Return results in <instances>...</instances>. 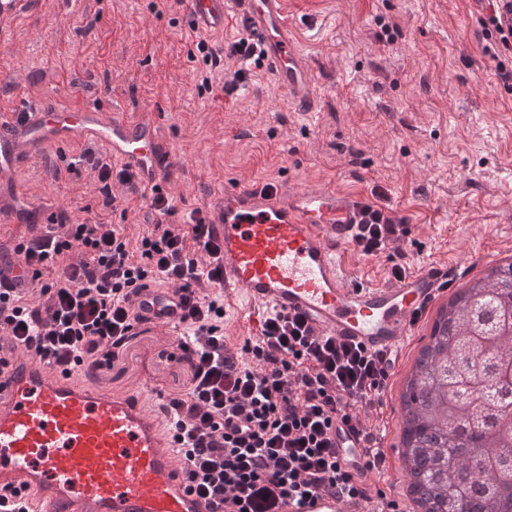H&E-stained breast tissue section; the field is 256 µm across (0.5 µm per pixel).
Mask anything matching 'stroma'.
I'll return each mask as SVG.
<instances>
[{"label": "stroma", "instance_id": "stroma-1", "mask_svg": "<svg viewBox=\"0 0 512 512\" xmlns=\"http://www.w3.org/2000/svg\"><path fill=\"white\" fill-rule=\"evenodd\" d=\"M471 0H288L318 79L317 111L293 108L265 67L247 61L237 91L197 55L228 56L237 25L206 35L180 0H25L0 24V114L20 103L90 101L156 110L180 157L164 190L182 223L225 184L323 179L370 194L381 187L407 220L411 267L467 252L512 250V84L485 54ZM104 152L75 144L26 160L32 197L75 224H122L137 237L157 215L140 193L102 204ZM175 337L138 328L103 388H181Z\"/></svg>", "mask_w": 512, "mask_h": 512}]
</instances>
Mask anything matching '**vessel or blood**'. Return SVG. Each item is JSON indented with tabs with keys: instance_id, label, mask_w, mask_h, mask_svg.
<instances>
[{
	"instance_id": "b4317fda",
	"label": "vessel or blood",
	"mask_w": 512,
	"mask_h": 512,
	"mask_svg": "<svg viewBox=\"0 0 512 512\" xmlns=\"http://www.w3.org/2000/svg\"><path fill=\"white\" fill-rule=\"evenodd\" d=\"M197 31L224 32L240 20L277 88L298 110L315 111L320 93L308 58L297 47L287 0H181ZM94 143L136 171L149 188L176 169L174 146L156 113L105 111L95 104L59 108L21 105L0 116V226L42 233L48 210L26 203L18 179L27 158L47 149ZM363 199L322 181L300 187L273 182L225 185L204 210L221 249L224 298L243 301L249 327L281 312L298 317L310 335L358 345L400 362L417 320L461 279L457 261L430 262L382 282L365 281L352 256ZM29 288L34 272L0 248V283ZM171 288L148 285L132 299L142 324L181 334L184 313ZM0 373V486L24 487L36 512H213L191 492L185 462L166 428L162 403L145 390L111 391L80 372L64 375L26 349L9 354ZM384 395L358 406L360 427L336 417L330 437L339 466L356 474L357 496L318 490L292 497L281 512H389L382 484L393 473L367 469L365 430L385 420Z\"/></svg>"
}]
</instances>
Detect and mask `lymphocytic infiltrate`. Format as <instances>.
<instances>
[{
	"instance_id": "obj_1",
	"label": "lymphocytic infiltrate",
	"mask_w": 512,
	"mask_h": 512,
	"mask_svg": "<svg viewBox=\"0 0 512 512\" xmlns=\"http://www.w3.org/2000/svg\"><path fill=\"white\" fill-rule=\"evenodd\" d=\"M474 2L498 55L512 57V0ZM371 195L356 237L367 256L406 235V220L384 205V191ZM149 200L160 218L137 240L117 225L74 224L63 215L44 235L17 244L21 261L55 277L27 294L0 291V367L21 346L63 371L84 366L102 378L132 337L137 282L174 285L186 310L187 332L176 349L188 381L167 401L197 492L227 512H279L286 499L319 489L358 493L356 477L337 465L328 432L337 412L386 387L388 360L312 337L282 313L270 314L262 338L242 353L226 350L210 223L199 208L184 223H167L174 207L161 187H151Z\"/></svg>"
}]
</instances>
